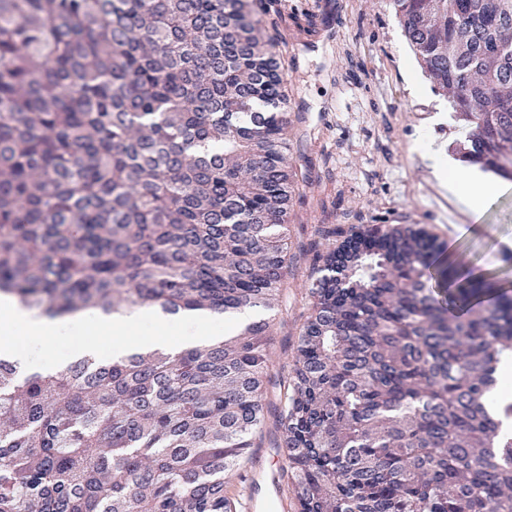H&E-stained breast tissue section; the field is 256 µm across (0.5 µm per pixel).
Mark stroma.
<instances>
[{
    "instance_id": "1",
    "label": "stroma",
    "mask_w": 512,
    "mask_h": 512,
    "mask_svg": "<svg viewBox=\"0 0 512 512\" xmlns=\"http://www.w3.org/2000/svg\"><path fill=\"white\" fill-rule=\"evenodd\" d=\"M304 11L315 14L316 27L301 23ZM274 35L292 103L288 137L298 180L288 277L268 313L265 438L249 451L259 470L280 458L269 436L313 304L316 252L336 247L362 225L400 224L444 243L449 263L512 287V195L490 202L476 223L439 189L419 145L445 149L461 133L438 111L448 103L444 92L428 81L410 91L407 73L420 66L390 0H285Z\"/></svg>"
}]
</instances>
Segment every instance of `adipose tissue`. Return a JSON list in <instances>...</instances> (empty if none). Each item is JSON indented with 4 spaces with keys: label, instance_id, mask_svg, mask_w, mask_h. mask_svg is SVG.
Here are the masks:
<instances>
[{
    "label": "adipose tissue",
    "instance_id": "ef3b65f1",
    "mask_svg": "<svg viewBox=\"0 0 512 512\" xmlns=\"http://www.w3.org/2000/svg\"><path fill=\"white\" fill-rule=\"evenodd\" d=\"M427 154L442 189L473 217H480L491 200L512 191L511 181L488 178L478 166L463 163L433 148L428 149Z\"/></svg>",
    "mask_w": 512,
    "mask_h": 512
}]
</instances>
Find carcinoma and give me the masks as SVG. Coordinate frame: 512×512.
I'll return each instance as SVG.
<instances>
[{
    "label": "carcinoma",
    "mask_w": 512,
    "mask_h": 512,
    "mask_svg": "<svg viewBox=\"0 0 512 512\" xmlns=\"http://www.w3.org/2000/svg\"><path fill=\"white\" fill-rule=\"evenodd\" d=\"M465 130L512 181V0H391ZM281 0H0V293L252 318L177 354L0 355V512H235L265 414L297 172L266 18ZM422 229L316 254L275 447L300 512H512V295Z\"/></svg>",
    "instance_id": "carcinoma-1"
}]
</instances>
